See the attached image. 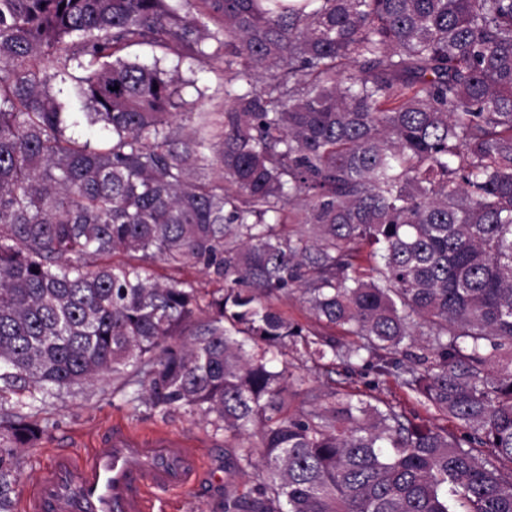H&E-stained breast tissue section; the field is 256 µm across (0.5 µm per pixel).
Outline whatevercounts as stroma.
I'll return each mask as SVG.
<instances>
[{
  "label": "stroma",
  "instance_id": "35a3bbf8",
  "mask_svg": "<svg viewBox=\"0 0 512 512\" xmlns=\"http://www.w3.org/2000/svg\"><path fill=\"white\" fill-rule=\"evenodd\" d=\"M166 68H178L187 85L183 91L191 112H220L224 109V65L214 62L199 68L189 63L165 62ZM316 387H332L353 394H369L416 413L421 424L434 425L458 433L453 419L434 416L409 401L404 391L394 381H378L373 372L365 371L347 377L340 366L330 365L316 372L312 381ZM146 391L139 378L129 382L112 376L91 384L76 386L61 393L42 397L22 390L0 393V448L12 446L6 430L11 415L20 413L31 416L44 429L42 439L33 447L15 452L17 484L12 495V512H21L24 496L34 487L37 474L47 467L58 450L87 455L97 436L106 428L122 425L140 432L157 429L177 437L197 440L204 456L202 473L187 490L167 493L164 500L166 512H224V437L214 432L200 415L183 409L166 413L150 408L145 402ZM240 489L246 490L256 482L255 477L237 475L231 478Z\"/></svg>",
  "mask_w": 512,
  "mask_h": 512
}]
</instances>
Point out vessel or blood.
<instances>
[{
	"label": "vessel or blood",
	"mask_w": 512,
	"mask_h": 512,
	"mask_svg": "<svg viewBox=\"0 0 512 512\" xmlns=\"http://www.w3.org/2000/svg\"><path fill=\"white\" fill-rule=\"evenodd\" d=\"M202 469L193 440L123 426L99 436L89 459L55 456L24 512H151L161 494L190 486Z\"/></svg>",
	"instance_id": "obj_1"
}]
</instances>
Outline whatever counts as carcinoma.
I'll return each instance as SVG.
<instances>
[{
	"label": "carcinoma",
	"mask_w": 512,
	"mask_h": 512,
	"mask_svg": "<svg viewBox=\"0 0 512 512\" xmlns=\"http://www.w3.org/2000/svg\"><path fill=\"white\" fill-rule=\"evenodd\" d=\"M171 54L224 61L220 118ZM322 363L463 437L336 389L289 412ZM129 367L261 469L224 512H512V0H0V390ZM15 483L1 448L0 512ZM155 270L158 274L167 278L189 279L195 281L196 285L199 288H205L209 291L215 288V285L212 284L209 281V278L204 273H202L197 267L186 266L180 270H172L167 268L163 264L158 263L155 266ZM277 307L289 320L299 323L304 327L314 325L313 318L309 314L307 308L300 302L292 299L276 302ZM316 377V379L312 378V381L308 385L303 386V388L308 386H321L332 387L342 392H350L353 394H370L373 396L372 399H369L372 404H377L375 399L400 404L402 407H405L407 412H413L418 415L416 419L417 423L435 425L443 429H448V432L455 435L461 433L460 428L453 419H446L427 413L413 401H409L404 391L398 387L394 381L388 380L384 382L382 381L383 378H379L380 382H377V376L372 371H363L360 375L348 378L340 366L330 365L318 369Z\"/></svg>",
	"instance_id": "obj_1"
}]
</instances>
